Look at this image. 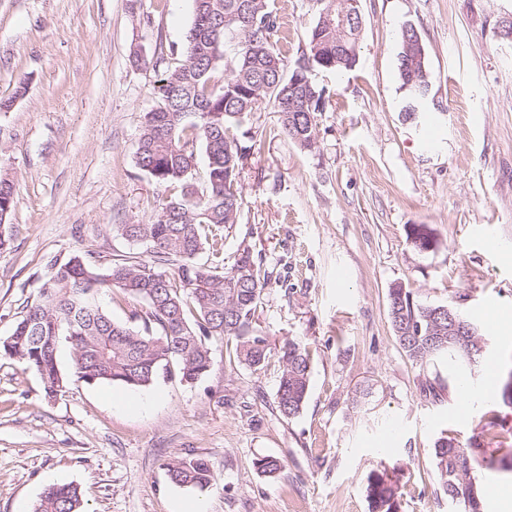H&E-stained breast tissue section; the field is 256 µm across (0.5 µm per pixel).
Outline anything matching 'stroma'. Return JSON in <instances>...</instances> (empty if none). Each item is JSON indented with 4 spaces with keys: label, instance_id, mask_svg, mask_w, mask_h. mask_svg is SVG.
Wrapping results in <instances>:
<instances>
[{
    "label": "stroma",
    "instance_id": "stroma-1",
    "mask_svg": "<svg viewBox=\"0 0 512 512\" xmlns=\"http://www.w3.org/2000/svg\"><path fill=\"white\" fill-rule=\"evenodd\" d=\"M292 43L319 18L316 0H270ZM364 20L351 70L320 73L330 101L304 149L277 132L276 112L249 114L261 142L240 177L238 224L223 228L224 263L242 250L271 277L255 320L272 349L299 338L312 354L308 399L277 407L279 362L259 372L210 343L195 383L130 389L76 380L45 398L39 376L0 354V512L32 508L45 489L75 484L85 512H371L372 470L400 467L399 512H452L433 469L435 440L512 435V405L462 399L456 375L481 370L439 359L419 369L401 352L387 312L396 283L445 303L489 334L495 365L512 358V42L499 34L512 0H359ZM192 0H0V176L15 203L0 250V337L38 297L46 264L96 251L102 262L149 260L113 225L148 221L162 186L139 171L144 115L160 72L182 58ZM425 47V112L403 111L401 31ZM410 224L435 234L413 248ZM447 383L442 400L423 376ZM497 414L485 424L486 408ZM281 460L273 475L254 461ZM201 457L215 479L173 483L167 464ZM407 239L421 252L432 251L437 241L432 231L424 224H410L407 227Z\"/></svg>",
    "mask_w": 512,
    "mask_h": 512
}]
</instances>
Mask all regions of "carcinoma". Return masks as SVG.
Masks as SVG:
<instances>
[{"label": "carcinoma", "instance_id": "obj_1", "mask_svg": "<svg viewBox=\"0 0 512 512\" xmlns=\"http://www.w3.org/2000/svg\"><path fill=\"white\" fill-rule=\"evenodd\" d=\"M362 23L344 29L316 22L307 42L296 49L287 69L288 35L269 0H193L183 62L163 72L158 103L147 112L136 149V165L172 190L159 199L146 223L114 224L116 235L150 246L152 261L123 258L104 266L75 254L51 260L37 301L27 306L11 335L0 338V351L17 358L40 377L44 395L65 384L57 363L60 342L73 351L75 376L100 382L147 387L177 373L193 383L212 366L209 340L233 343L236 360L253 371L266 367L268 336L254 325L261 295L268 285L262 263L245 249L231 267L224 266L219 231L239 223L243 197L240 170L255 150L234 133L244 115L270 105L279 113L278 133L293 143L315 144V118L329 99L313 72H341L357 61ZM418 32L401 34L398 75L407 91L403 110L413 115L427 100L430 82ZM208 164L203 184L195 183L196 150ZM15 185L0 178V249L9 244L3 226L11 213ZM407 239L421 252L437 241L424 224H410ZM213 257L197 263L203 250ZM116 289L124 299L144 302L134 323L105 314L98 295ZM440 304H421L401 284L388 291V315L406 358L420 369L442 355L473 368L483 361L488 338L478 325L458 313L471 333L448 337V313ZM277 407L285 417L303 408L309 392L312 355L299 340L280 347ZM495 450L480 437L465 444L442 436L434 444L438 484L460 512H482L480 490L471 462L489 464ZM171 480L204 488L214 474L202 458H176L168 465ZM372 512H398L400 482L384 470L370 473L366 486ZM33 512H83V492L75 485L45 490Z\"/></svg>", "mask_w": 512, "mask_h": 512}]
</instances>
